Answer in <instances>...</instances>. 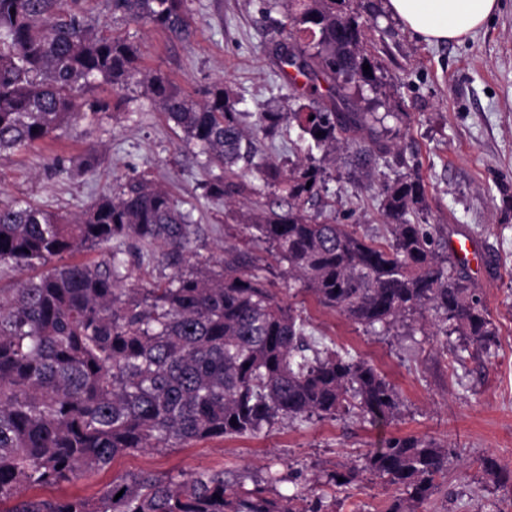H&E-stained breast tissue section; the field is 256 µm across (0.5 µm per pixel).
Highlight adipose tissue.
<instances>
[{"label":"adipose tissue","mask_w":512,"mask_h":512,"mask_svg":"<svg viewBox=\"0 0 512 512\" xmlns=\"http://www.w3.org/2000/svg\"><path fill=\"white\" fill-rule=\"evenodd\" d=\"M501 0H386V10L425 42L461 43L498 12Z\"/></svg>","instance_id":"ef3b65f1"}]
</instances>
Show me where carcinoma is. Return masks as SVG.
Returning a JSON list of instances; mask_svg holds the SVG:
<instances>
[{
    "instance_id": "1",
    "label": "carcinoma",
    "mask_w": 512,
    "mask_h": 512,
    "mask_svg": "<svg viewBox=\"0 0 512 512\" xmlns=\"http://www.w3.org/2000/svg\"><path fill=\"white\" fill-rule=\"evenodd\" d=\"M84 2L0 0V153L55 137L83 108L92 118L108 111L89 96L98 82L118 98L140 87L219 169L203 184L205 197L241 205L248 242L267 245L320 305L367 332L428 313L435 336L457 334L486 351L496 344L466 265L420 223L418 175L381 183V238L311 211L328 191L337 149L366 140L364 161L373 163L391 150L385 132L394 113L364 110L339 81L348 71L358 88L382 87L351 0H263L266 13L280 8L286 18L281 63L306 82L290 77L279 88L288 108L252 112L222 83L193 100L142 69L136 45L100 33ZM186 3L109 0V8L115 19L186 39ZM287 126L299 129L306 155L288 169L271 157L254 161L256 138ZM195 233L191 212L144 174L117 181L74 216L23 200L0 205V264L52 265L8 295L0 289V512H320L297 507L294 496L233 489L222 470L183 481L139 472L93 498L27 492L89 479L130 451L252 435L284 419L355 410L386 425L398 417L400 395L373 363L312 349L302 311L270 288L250 251L227 250L213 267L192 263ZM128 241L161 248L171 269L164 283L121 287ZM91 249L107 260L65 261ZM448 455V446L414 436L370 452L366 469L406 494L387 512H417ZM481 466L495 483L512 481L491 457Z\"/></svg>"
}]
</instances>
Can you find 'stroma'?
<instances>
[{"label":"stroma","mask_w":512,"mask_h":512,"mask_svg":"<svg viewBox=\"0 0 512 512\" xmlns=\"http://www.w3.org/2000/svg\"><path fill=\"white\" fill-rule=\"evenodd\" d=\"M376 16L366 32L383 88H363V107L389 119L391 151L376 168L358 167L357 145L336 154V215L381 235V177L418 174L426 190L424 218L445 237L466 236L488 262L468 268L482 302L499 329L491 353L453 335L434 336L425 319L374 335L321 306L310 294L293 295L297 283L264 248V274L283 298H296L316 348L332 344L373 363L394 384L400 416L374 426L353 413L297 423L289 420L243 437L200 440L177 448L132 451L116 457L95 478L45 488L46 496L92 497L112 478L150 471L183 480L220 470L225 480L269 498L301 494L321 512H387L402 497L398 487L364 472L365 456L394 437L418 436L446 444L448 472L419 512H512V483L497 485L484 474L482 457L512 472V0L463 43L429 44L387 14L384 0H361ZM96 26L131 36L143 68L159 70L183 93L198 96L215 81L243 95L246 107L276 96L281 82L275 49L279 13L264 16L261 0H187L189 39L137 24L114 21L107 0H86ZM95 97L110 110L99 120L79 119L53 141L0 153V203L18 199L74 214L90 206L113 181L148 172L190 210L196 225L195 261L221 260L226 246L244 247L246 232L232 207L204 198L210 177L203 159L182 143L156 103L141 92L125 102L109 85ZM96 149L93 172L69 174L73 160ZM61 160L56 172L48 160ZM358 469L349 485L330 477Z\"/></svg>","instance_id":"1"}]
</instances>
